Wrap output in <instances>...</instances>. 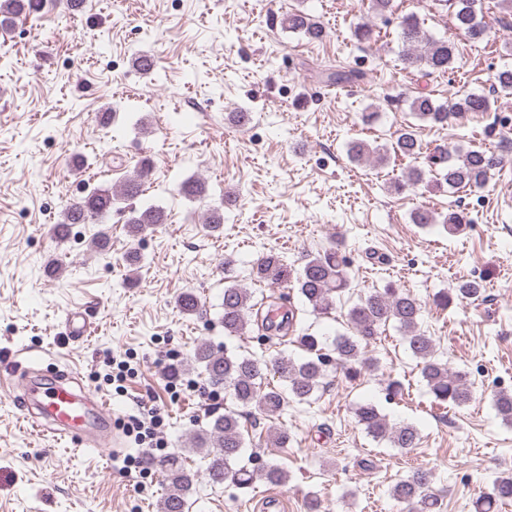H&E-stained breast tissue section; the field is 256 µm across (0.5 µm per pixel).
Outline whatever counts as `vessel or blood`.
I'll list each match as a JSON object with an SVG mask.
<instances>
[{
	"label": "vessel or blood",
	"mask_w": 512,
	"mask_h": 512,
	"mask_svg": "<svg viewBox=\"0 0 512 512\" xmlns=\"http://www.w3.org/2000/svg\"><path fill=\"white\" fill-rule=\"evenodd\" d=\"M0 395L22 397L24 403L33 405L35 423H46L57 434L94 447L107 440L112 421L110 402L78 394L61 382L46 388L31 382L18 390L5 385L0 387Z\"/></svg>",
	"instance_id": "b4317fda"
}]
</instances>
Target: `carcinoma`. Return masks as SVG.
Here are the masks:
<instances>
[{
	"instance_id": "1",
	"label": "carcinoma",
	"mask_w": 512,
	"mask_h": 512,
	"mask_svg": "<svg viewBox=\"0 0 512 512\" xmlns=\"http://www.w3.org/2000/svg\"><path fill=\"white\" fill-rule=\"evenodd\" d=\"M448 3L454 26L465 37L481 40L487 26L478 19L475 0H444ZM40 0H0V15L9 19L13 15L34 12ZM281 27L302 34L309 42H321L326 36L324 26L303 11L290 12L280 19ZM401 37L406 45L402 61L404 68L415 69L425 76L446 73L455 68L458 54L454 43L426 35L417 19L408 15L401 21ZM490 100L478 94H468L438 102L431 95L421 93L409 102L413 116L432 124H446L452 118H461L471 112H487ZM376 155L375 162L387 163L392 157L416 160L421 154L413 127L397 131L390 146L383 150L372 147L363 140L348 145L350 160L361 162ZM428 169L413 166L405 172L395 188L415 187L426 180L427 173H436V185L450 190L480 188L485 186L502 166L503 158L483 148L462 146H435L428 156ZM150 174V164L143 160L136 164L133 175L118 190L94 189L84 197L70 203L63 211V220L55 225L54 233L62 238L68 225L86 221L110 209L120 199L132 200L140 196ZM167 223L165 211L159 207L130 208L127 218L128 232L137 236L149 229ZM472 220L464 212L450 211L443 220V227L450 234L462 232ZM284 264L276 252H269L253 266L254 280L277 288L282 282ZM349 263L342 252V242L336 241L329 248L305 260L297 272V293L303 304L316 315H325L335 308L336 296L349 286ZM483 296V285L477 280L460 283L455 292H441L435 296L437 306L447 308L454 301L476 302ZM250 292L238 284L224 287L222 324L224 335L244 336L254 325ZM179 311L193 315L202 307L200 297L185 291L177 297ZM422 307L409 293L387 286L371 291L354 304L347 314L352 334H339L332 339L301 333L294 343L303 355L294 358L278 355L266 362L253 355H236L202 342L193 353V362L203 369L208 381L215 387L229 390L243 408H253L269 421L279 419L290 402H309L323 387L328 367H334L345 377L354 380L362 369H373L375 359L366 356V349L376 342L382 326L395 323L403 332L407 351L417 360L421 375L439 405L462 407L473 397L472 385L465 371H451L436 358L434 339L420 326ZM294 311L281 314V320L265 315L261 322L264 333L257 337L264 344L271 336L288 331ZM272 372L280 382L274 386L267 382V372ZM496 413L503 422L512 425V392L500 390L493 400ZM354 415L367 435L392 448L408 449L418 445L420 432L413 424L389 425L380 406L372 401L360 402ZM241 414L228 411L216 416L209 428L195 438L196 451L207 459L206 473L213 484L231 482L238 489H245L257 481L281 485L287 481L288 472L277 462L255 454L242 462L246 440L241 431ZM289 442L288 431L272 424L267 429L265 442L255 446L270 445L282 448ZM145 465L158 467L165 474L166 492L161 502V512H188L189 495L195 485V474L187 470L182 456L172 454L160 459L146 458ZM433 474L418 469L398 481L390 491L392 498L404 505L403 512H434L439 507L438 497L432 492ZM512 500V474L497 476L488 491L473 503V512H495L498 505Z\"/></svg>"
}]
</instances>
